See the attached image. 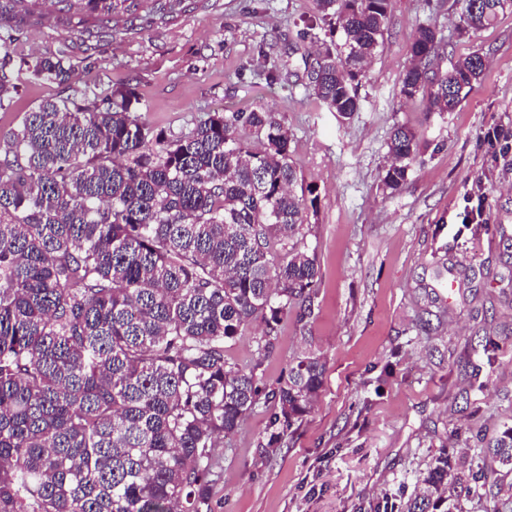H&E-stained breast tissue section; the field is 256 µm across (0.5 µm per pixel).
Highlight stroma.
I'll return each instance as SVG.
<instances>
[{"label": "stroma", "instance_id": "obj_1", "mask_svg": "<svg viewBox=\"0 0 512 512\" xmlns=\"http://www.w3.org/2000/svg\"><path fill=\"white\" fill-rule=\"evenodd\" d=\"M459 0H391L382 47L367 65L360 109L339 118L310 73L330 28L316 0H143L119 33L59 12L52 0H0V54L15 67V105L0 137L60 88L28 63L53 52L99 95L130 88L152 129L175 138L213 112H272L288 127L300 183L312 186L307 242L319 279L312 312L288 315L272 352L260 321L226 351L275 385L313 353L326 364L310 412L267 449L272 407L259 402L213 453L211 512H375L384 495L421 493L441 449L470 459L512 427V8L462 33ZM440 32L448 70L478 52L481 80L451 112L400 94L419 25ZM283 76L268 84L266 72ZM421 159L398 191L382 178L395 124ZM496 345L494 357L483 350ZM484 382L473 388V380ZM463 512H512V473L488 468Z\"/></svg>", "mask_w": 512, "mask_h": 512}]
</instances>
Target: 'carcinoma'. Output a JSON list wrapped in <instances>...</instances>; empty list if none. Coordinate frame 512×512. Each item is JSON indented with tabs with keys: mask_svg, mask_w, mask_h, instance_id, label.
Returning a JSON list of instances; mask_svg holds the SVG:
<instances>
[{
	"mask_svg": "<svg viewBox=\"0 0 512 512\" xmlns=\"http://www.w3.org/2000/svg\"><path fill=\"white\" fill-rule=\"evenodd\" d=\"M53 2L110 29L135 0ZM317 4L340 42L311 83L348 119L391 0ZM508 6L462 0L461 31ZM439 43L436 28L418 27L400 93L452 112L485 63L474 52L441 75ZM28 70L71 94L40 102L0 141V512H209L220 439L263 397L273 446L323 385L315 354L270 389L226 357L251 321L265 324L269 352L288 311L311 312L319 270L291 135L273 112L237 111L171 139L136 115L131 90H78L56 53ZM17 92L13 59L0 54V110ZM389 154L383 183L397 191L419 161L416 134L395 126ZM492 455L512 472V427ZM486 459L466 468L444 449L422 493L386 495L377 512H462L448 489L481 495Z\"/></svg>",
	"mask_w": 512,
	"mask_h": 512,
	"instance_id": "obj_1",
	"label": "carcinoma"
}]
</instances>
